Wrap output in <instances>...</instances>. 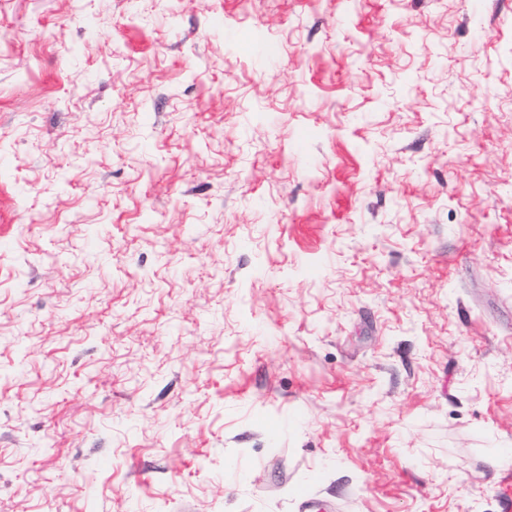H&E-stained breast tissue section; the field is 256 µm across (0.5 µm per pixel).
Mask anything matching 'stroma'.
Returning a JSON list of instances; mask_svg holds the SVG:
<instances>
[{
	"mask_svg": "<svg viewBox=\"0 0 512 512\" xmlns=\"http://www.w3.org/2000/svg\"><path fill=\"white\" fill-rule=\"evenodd\" d=\"M0 0V512H512V0Z\"/></svg>",
	"mask_w": 512,
	"mask_h": 512,
	"instance_id": "obj_1",
	"label": "stroma"
}]
</instances>
